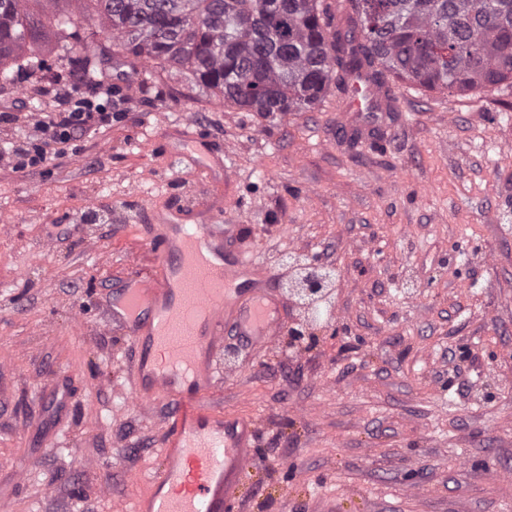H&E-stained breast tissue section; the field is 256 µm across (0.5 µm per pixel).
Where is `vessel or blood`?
I'll list each match as a JSON object with an SVG mask.
<instances>
[{"mask_svg": "<svg viewBox=\"0 0 512 512\" xmlns=\"http://www.w3.org/2000/svg\"><path fill=\"white\" fill-rule=\"evenodd\" d=\"M343 109L346 135L373 127L386 100L363 75ZM140 234L156 270L115 279L102 305L135 351V405L170 403L159 423V466L131 474L141 487L135 512H232L255 462L257 424L218 413L207 399L223 381L225 337L262 350L284 327V300L267 262L238 246V225L167 219L141 225Z\"/></svg>", "mask_w": 512, "mask_h": 512, "instance_id": "1", "label": "vessel or blood"}]
</instances>
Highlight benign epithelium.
I'll use <instances>...</instances> for the list:
<instances>
[{
    "label": "benign epithelium",
    "instance_id": "1",
    "mask_svg": "<svg viewBox=\"0 0 512 512\" xmlns=\"http://www.w3.org/2000/svg\"><path fill=\"white\" fill-rule=\"evenodd\" d=\"M289 296L296 299L301 316L295 325L289 327L288 337L297 342L313 335V322L307 319V311L312 303L327 296L332 282L326 275V267L311 257L299 258L291 264L290 276L284 282Z\"/></svg>",
    "mask_w": 512,
    "mask_h": 512
}]
</instances>
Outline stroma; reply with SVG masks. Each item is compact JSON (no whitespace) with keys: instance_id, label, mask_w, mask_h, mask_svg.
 <instances>
[{"instance_id":"35a3bbf8","label":"stroma","mask_w":512,"mask_h":512,"mask_svg":"<svg viewBox=\"0 0 512 512\" xmlns=\"http://www.w3.org/2000/svg\"><path fill=\"white\" fill-rule=\"evenodd\" d=\"M84 53L122 121L46 166L0 165V478L28 465L7 512H113L139 492L129 470L159 464L167 403L131 402L133 350L96 301L153 268L138 225L208 199L272 265L336 271L315 339L260 354L224 340L234 374L211 402L261 432L241 512H512V83L451 96L393 82L382 137L353 144L336 87L265 119L184 70L130 71L104 37ZM45 54L0 88L16 116L0 148L57 110L49 86H86L60 42ZM185 121L201 156L227 152L228 178L177 158L166 129Z\"/></svg>"}]
</instances>
